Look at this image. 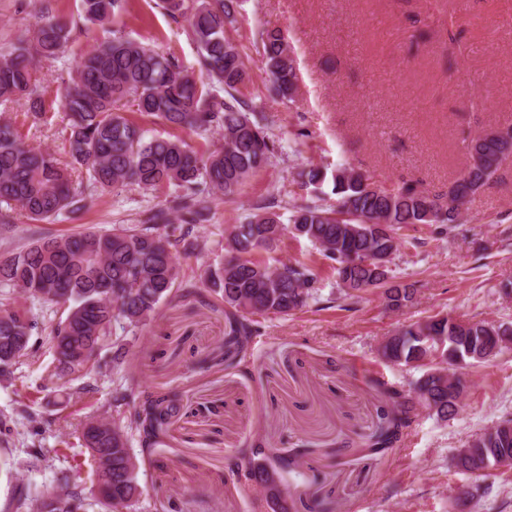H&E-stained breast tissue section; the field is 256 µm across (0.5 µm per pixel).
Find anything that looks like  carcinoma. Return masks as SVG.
<instances>
[{"instance_id": "obj_1", "label": "carcinoma", "mask_w": 512, "mask_h": 512, "mask_svg": "<svg viewBox=\"0 0 512 512\" xmlns=\"http://www.w3.org/2000/svg\"><path fill=\"white\" fill-rule=\"evenodd\" d=\"M156 5L174 22L187 23L197 61L205 79L198 80L172 54L126 38L117 28L122 0H80L78 17L47 16L33 35L19 37L0 50V103L24 102L27 113L47 119L53 106L37 78L38 65L53 61L70 42L79 23H112V39L81 56L61 78L57 96L67 115L62 131L67 160L31 146L8 114L0 115V224H11L22 215L31 224L71 218L82 208L86 191L109 192L116 187L173 190L163 207L149 211L139 224L109 230H84L41 235L24 246L0 253V288L19 291L43 304L62 309V317L48 334L49 349L57 370L44 377L45 384L63 374L81 375L103 348L112 351L113 367L126 363L127 350L114 327L147 325L158 306L174 296L182 283L177 253H194L185 236L168 231L169 224L207 221V199L230 201L245 182L264 169L273 144L252 113L244 108L241 86L245 65L238 44L225 33L237 0H157ZM265 70L278 95L292 99L299 74L294 52L281 30L259 31ZM128 100L136 111L167 126L189 129L198 135L218 133L222 143L213 150L197 151L177 137H151L118 111ZM478 153L479 164L449 184L446 207L440 195L411 185L382 187L371 179L338 168L332 173L330 207L301 205L283 225L279 214L259 211L232 226L225 237L224 261L207 266L200 274L203 285L218 294L231 315L228 352L244 358L253 334V316H286L305 307L312 298L315 274L305 263L284 266L275 273L256 254L280 241L286 231L304 237L334 263L346 296L369 288H385L393 307L411 301L415 288L391 282L390 268L377 272L362 264L369 252L394 253L400 231L410 225L457 224L461 207L493 181L500 168L512 160V138H486L465 149ZM302 184L320 187L327 173L308 167L299 173ZM37 322L19 309H0V376L9 377L30 343ZM512 327L488 320L458 321L431 316L405 325L387 337L383 356L388 361L421 370L406 394L389 393L393 411L385 414L373 445L382 451L398 440L418 406L442 420L456 414L448 399L458 393L461 379L436 374L424 359H438L464 367L508 349ZM118 408L111 426L89 432L84 422L82 446L92 460L105 459L110 479L99 482V503L108 512L130 508L142 494L138 463L130 441L138 436L151 448L165 433L178 406L167 394L149 396L136 406L127 395L113 397ZM125 410H120V407ZM512 463V430L491 427L458 449L456 467L476 478L491 467ZM295 461L269 448L242 453L235 467L247 474L272 473L278 484L265 496L270 512H289L281 481ZM79 494L53 493L33 504L18 488L4 512H77ZM294 512H328L327 500L299 492Z\"/></svg>"}]
</instances>
